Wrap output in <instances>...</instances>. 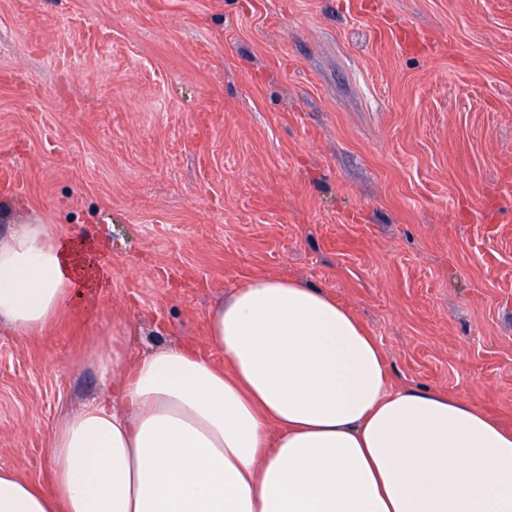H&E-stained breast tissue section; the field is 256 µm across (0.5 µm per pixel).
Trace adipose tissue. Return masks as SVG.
Returning <instances> with one entry per match:
<instances>
[{"instance_id":"obj_1","label":"adipose tissue","mask_w":512,"mask_h":512,"mask_svg":"<svg viewBox=\"0 0 512 512\" xmlns=\"http://www.w3.org/2000/svg\"><path fill=\"white\" fill-rule=\"evenodd\" d=\"M106 278L92 241L19 224L0 240V324L43 332ZM207 340L219 359L95 341L105 394L51 430L47 484L0 468V512H512V429L394 388L374 338L320 289L238 284Z\"/></svg>"}]
</instances>
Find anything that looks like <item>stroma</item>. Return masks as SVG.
Masks as SVG:
<instances>
[{
	"label": "stroma",
	"mask_w": 512,
	"mask_h": 512,
	"mask_svg": "<svg viewBox=\"0 0 512 512\" xmlns=\"http://www.w3.org/2000/svg\"><path fill=\"white\" fill-rule=\"evenodd\" d=\"M0 238L36 218L109 271L0 325V467L101 390L73 359L206 347L235 284L348 307L390 382L512 429V0H0Z\"/></svg>",
	"instance_id": "stroma-1"
}]
</instances>
